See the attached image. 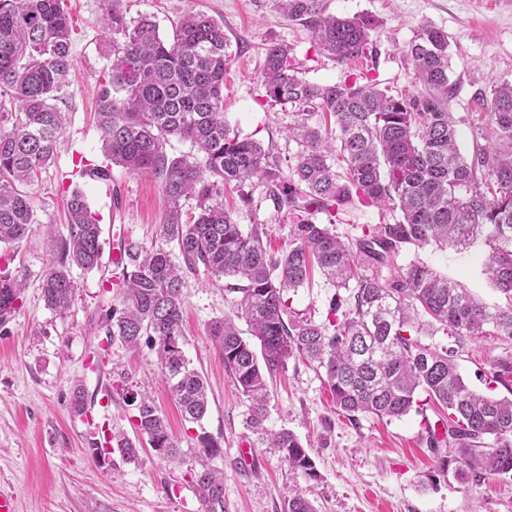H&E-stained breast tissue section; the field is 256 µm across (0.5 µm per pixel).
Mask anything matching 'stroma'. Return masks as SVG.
<instances>
[{"label": "stroma", "mask_w": 512, "mask_h": 512, "mask_svg": "<svg viewBox=\"0 0 512 512\" xmlns=\"http://www.w3.org/2000/svg\"><path fill=\"white\" fill-rule=\"evenodd\" d=\"M336 16L369 14L378 29L375 58L340 63L315 51L305 25L284 18L276 0H122L128 17L148 15L163 38H171L180 18L206 13L224 25L233 61L224 85V112L241 135L273 143L283 158L295 157L284 107L265 106L261 72L264 48L272 41L290 45L309 81L329 84L349 74L371 73L392 93L415 94L419 86L406 56L422 25L445 30L450 47L448 71L454 95L448 103L458 122V146L471 155L476 129L471 113L480 111L475 92L512 81V0H326ZM73 26L74 67L59 107L65 114L63 143L54 162L27 186L36 222L25 238L0 245L10 270L24 271L26 286L9 322L0 326V488L14 491L16 512H201L188 465L156 458L150 447L130 462L113 448L94 454L105 431L120 429L129 438L136 405L131 393L148 385L179 448H195L201 436L217 441L221 456L212 464L224 473V512H283L295 490L307 493L316 512H512V480L487 478L468 483L429 477L437 456L425 429L437 408L400 419L372 415L349 421L339 416L317 364L290 359L270 385L268 429L293 432L307 448L318 474L309 480L291 473L282 455L261 445L247 429L248 403L224 371V362L207 334L208 324L232 313L235 296L229 279L199 273L184 288L182 350L207 381L208 411L201 423L182 419L169 398L157 353L149 344L128 349L112 343L104 318L120 301L121 271L114 249L130 238L152 249L163 245L165 201L150 174L112 169L109 185L76 176L79 162L104 159L93 115L96 89L109 66L101 46L106 40L101 0H66ZM81 190L102 227L100 269H73L76 295L64 314L48 309L42 276L52 261L49 231L65 233L67 201ZM251 211L240 212L243 225L265 224L272 250L287 248L290 226L278 214L260 181L248 187ZM420 259L454 278L489 304L505 298L490 288L483 273V250L466 252L424 248ZM335 289L321 276L292 293V308L324 322ZM512 359V339L481 336L458 355L470 385L486 392L496 362ZM83 390L91 421L72 406Z\"/></svg>", "instance_id": "obj_1"}]
</instances>
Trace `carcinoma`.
Segmentation results:
<instances>
[{"label":"carcinoma","instance_id":"obj_1","mask_svg":"<svg viewBox=\"0 0 512 512\" xmlns=\"http://www.w3.org/2000/svg\"><path fill=\"white\" fill-rule=\"evenodd\" d=\"M112 40L110 65L97 90L96 123L106 162L94 166L111 180V165L161 180L166 222L161 234L177 256L131 241L124 249L120 307L106 314L107 336L129 348L142 340L157 348L168 392L189 423L208 410L202 375L181 348L183 285L199 271L235 284L236 310L209 323L208 334L224 371L249 402L246 425L275 448L290 469L317 479L313 460L293 433L265 426L269 381L303 357L319 364L337 413L400 419L422 411L417 394L436 400L444 432L431 433L438 451L430 480L453 473L461 483L512 474V397L472 389L457 363L465 342L492 334L512 337V82L492 91L487 111L475 115L478 138L463 157L459 131L448 112V33L426 24L407 57L421 85L416 95H390L373 79L353 74L333 84L302 77L293 48L280 41L265 49L261 85L265 102L290 106L289 137L299 146L283 163L273 145L238 134L224 117V76L232 52L224 27L203 13L182 17L173 38L160 36L151 18L129 19L121 0H102ZM289 18L312 30L318 50L339 62L367 53L378 28L367 15L326 13L324 0H279ZM74 66L70 15L62 0H0V243L24 238L35 223L31 185L54 160L65 115L56 101ZM171 137L195 153L172 157ZM262 181L276 211L291 224L288 249L264 243L266 227L243 230L244 191ZM239 189L241 207L224 206V186ZM381 204L391 220L362 228L356 246L334 230L338 212ZM191 205V217L184 208ZM102 228L83 193L68 200L67 235L55 242L42 277L47 308L63 314L74 304L70 268H100ZM485 247L483 274L507 304L490 305L429 263L398 258L428 246L465 251ZM319 269L347 297L334 295L322 323L301 318L289 293ZM25 275L0 269V322L17 310ZM244 320L251 339L235 320ZM447 347L422 343L438 332ZM133 425L155 455L181 464L167 421L149 393L133 397ZM451 442V454L439 443ZM220 455L203 437L191 451L190 481L205 512H224V477L209 461ZM285 512H315L298 490Z\"/></svg>","mask_w":512,"mask_h":512}]
</instances>
